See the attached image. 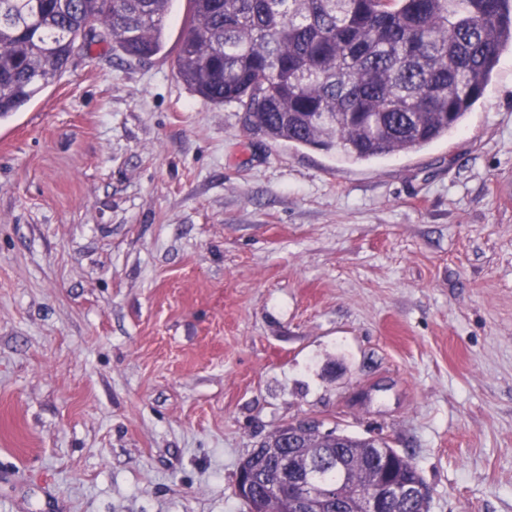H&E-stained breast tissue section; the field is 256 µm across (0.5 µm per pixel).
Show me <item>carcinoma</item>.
<instances>
[{
    "label": "carcinoma",
    "mask_w": 512,
    "mask_h": 512,
    "mask_svg": "<svg viewBox=\"0 0 512 512\" xmlns=\"http://www.w3.org/2000/svg\"><path fill=\"white\" fill-rule=\"evenodd\" d=\"M178 78L233 104L244 129L367 162L450 135L512 51V0H188ZM172 0H0V117L55 82L91 43L149 58L165 45ZM375 439L326 445L317 480L356 495L374 478ZM395 475L425 482L417 466Z\"/></svg>",
    "instance_id": "obj_1"
}]
</instances>
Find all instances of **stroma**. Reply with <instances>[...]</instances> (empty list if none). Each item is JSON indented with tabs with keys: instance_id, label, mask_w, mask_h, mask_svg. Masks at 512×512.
<instances>
[{
	"instance_id": "stroma-1",
	"label": "stroma",
	"mask_w": 512,
	"mask_h": 512,
	"mask_svg": "<svg viewBox=\"0 0 512 512\" xmlns=\"http://www.w3.org/2000/svg\"><path fill=\"white\" fill-rule=\"evenodd\" d=\"M93 42L0 119V512H248L303 418L512 512V52L458 130L346 164ZM255 464L256 459L252 458L246 459L241 463L237 475V493L241 497L247 498L250 501L253 511L259 512L257 510L262 506L266 495L269 496L272 493L279 494L284 472L282 469L278 472H271L265 482V491H253L252 488L254 486L255 472L257 468Z\"/></svg>"
}]
</instances>
